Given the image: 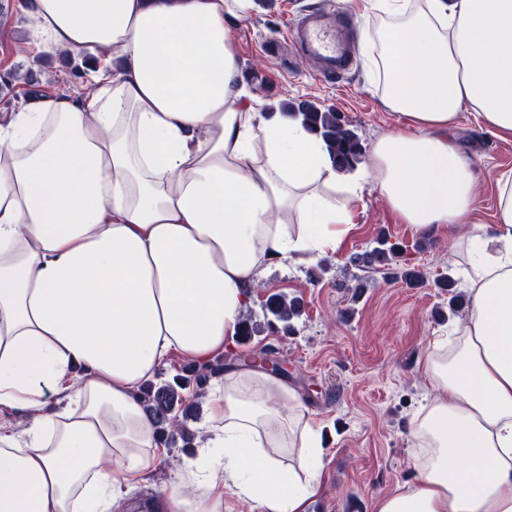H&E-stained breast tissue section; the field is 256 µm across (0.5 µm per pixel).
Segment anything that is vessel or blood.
Listing matches in <instances>:
<instances>
[{
    "mask_svg": "<svg viewBox=\"0 0 512 512\" xmlns=\"http://www.w3.org/2000/svg\"><path fill=\"white\" fill-rule=\"evenodd\" d=\"M355 32L354 21L348 14L310 10L295 17L286 36L308 57L320 63L321 80L334 82L353 66Z\"/></svg>",
    "mask_w": 512,
    "mask_h": 512,
    "instance_id": "vessel-or-blood-1",
    "label": "vessel or blood"
}]
</instances>
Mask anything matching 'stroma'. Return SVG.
<instances>
[{
  "label": "stroma",
  "mask_w": 512,
  "mask_h": 512,
  "mask_svg": "<svg viewBox=\"0 0 512 512\" xmlns=\"http://www.w3.org/2000/svg\"><path fill=\"white\" fill-rule=\"evenodd\" d=\"M361 6L362 0H259L258 9L234 23L232 45L241 81L256 108L275 112L283 104L309 101L335 109L367 148L401 125L402 117L388 109L368 68L366 23H359L353 43L355 66L339 83L316 79L314 64L281 42L298 13L325 7L356 14ZM35 27L24 0H0V118L35 98L79 97L96 89L91 74L74 76L76 61L68 52L29 53ZM9 71L17 78L8 83L4 76ZM456 138L475 158L479 206L472 220L493 223L495 186L488 174L512 170V139L479 128L467 112L460 115ZM381 236L397 245L400 270L421 272V279L388 280L373 269L351 265V257L373 248ZM461 268L462 255L447 234L420 237L368 189L337 252L275 261L257 273L244 314L263 329L251 336L249 346L287 362V381L313 410L327 450L321 487L308 512H373L379 496L414 483L408 421L432 392L418 359L452 324L448 292L437 281L459 275ZM276 294L301 304L293 333L263 324L265 303ZM210 399L207 393L191 398L178 410V433L161 445L158 466L127 486L122 512H150L159 490L177 479L205 442Z\"/></svg>",
  "instance_id": "1"
}]
</instances>
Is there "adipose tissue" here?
Segmentation results:
<instances>
[{
    "label": "adipose tissue",
    "instance_id": "obj_1",
    "mask_svg": "<svg viewBox=\"0 0 512 512\" xmlns=\"http://www.w3.org/2000/svg\"><path fill=\"white\" fill-rule=\"evenodd\" d=\"M370 62L404 119L349 177L297 120L266 118L240 83L231 24L256 0H29L37 50L94 59L83 98L0 122V512H112L159 462L141 403L171 352L233 341L259 268L337 251L365 187L417 234H456L469 310L419 365L432 393L408 427L415 483L374 512H512V170L495 223L474 224L463 111L512 137V0H366ZM122 59L111 75L101 49ZM213 437L155 512H306L326 450L287 382L225 372Z\"/></svg>",
    "mask_w": 512,
    "mask_h": 512
}]
</instances>
